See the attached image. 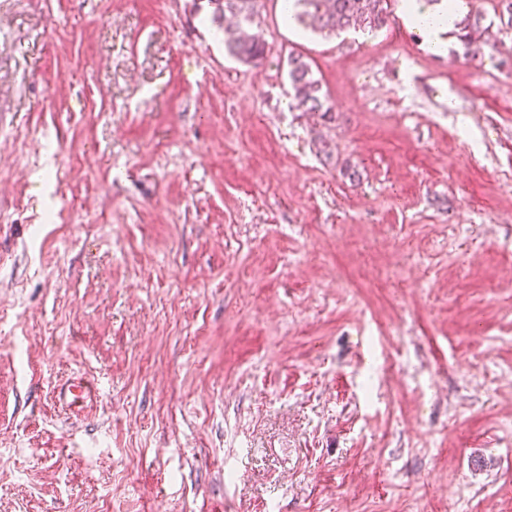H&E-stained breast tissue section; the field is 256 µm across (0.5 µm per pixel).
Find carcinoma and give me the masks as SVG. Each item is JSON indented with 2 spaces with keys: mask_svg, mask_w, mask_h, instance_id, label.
Listing matches in <instances>:
<instances>
[{
  "mask_svg": "<svg viewBox=\"0 0 512 512\" xmlns=\"http://www.w3.org/2000/svg\"><path fill=\"white\" fill-rule=\"evenodd\" d=\"M214 5L212 21L224 26L227 52L244 64H257L267 52L261 34L258 0H209ZM392 16L391 0H294L292 19L326 34L344 30H376ZM451 34L463 44L467 56L481 54L494 38L493 24H483L479 14L468 12L453 22ZM288 80L295 108L302 112H330L332 107L320 95L321 85L310 64L299 54L288 56Z\"/></svg>",
  "mask_w": 512,
  "mask_h": 512,
  "instance_id": "carcinoma-1",
  "label": "carcinoma"
}]
</instances>
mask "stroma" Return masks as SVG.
I'll use <instances>...</instances> for the list:
<instances>
[{
  "instance_id": "1",
  "label": "stroma",
  "mask_w": 512,
  "mask_h": 512,
  "mask_svg": "<svg viewBox=\"0 0 512 512\" xmlns=\"http://www.w3.org/2000/svg\"><path fill=\"white\" fill-rule=\"evenodd\" d=\"M259 6L0 0V512H512V29ZM214 5L212 21L220 28L229 18L231 24L224 28V46L227 52L244 64H257L267 52L261 34L258 0H209ZM391 0H294L292 19L326 34L376 30L392 16ZM401 1V16L406 25L419 33L434 52L440 53L447 46L448 31L452 28L450 34L462 42L464 52L470 58L480 55L483 47L495 36L492 30L494 23L490 22L485 26L480 14L467 12L455 20V12L448 18V10L457 7L462 0H448L451 3L447 4L446 9L441 5L428 3L427 0ZM288 80L295 108L301 112H330L326 100L320 95L321 85L314 79L310 64L302 55L288 56ZM98 384L89 375L81 374L70 378L60 389V396L68 402V406L81 408L87 401H92L98 393Z\"/></svg>"
}]
</instances>
